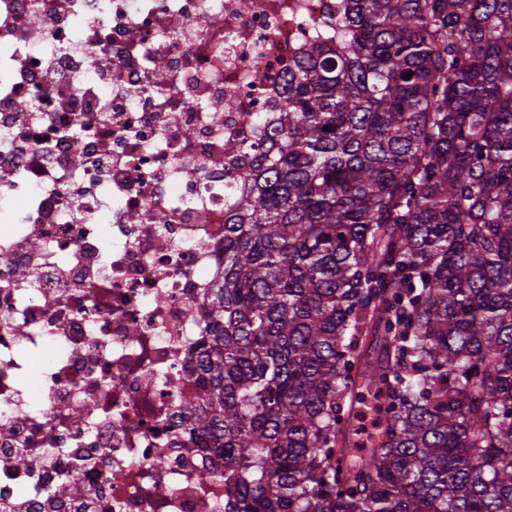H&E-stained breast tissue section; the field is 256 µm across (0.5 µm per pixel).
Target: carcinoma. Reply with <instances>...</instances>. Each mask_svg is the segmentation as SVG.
I'll use <instances>...</instances> for the list:
<instances>
[{"label": "carcinoma", "mask_w": 512, "mask_h": 512, "mask_svg": "<svg viewBox=\"0 0 512 512\" xmlns=\"http://www.w3.org/2000/svg\"><path fill=\"white\" fill-rule=\"evenodd\" d=\"M313 26L224 188L189 416L224 512H512V0Z\"/></svg>", "instance_id": "1"}]
</instances>
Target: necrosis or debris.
Returning a JSON list of instances; mask_svg holds the SVG:
<instances>
[{"label":"necrosis or debris","mask_w":512,"mask_h":512,"mask_svg":"<svg viewBox=\"0 0 512 512\" xmlns=\"http://www.w3.org/2000/svg\"><path fill=\"white\" fill-rule=\"evenodd\" d=\"M329 2L0 0V512H224L185 413L225 176Z\"/></svg>","instance_id":"1"}]
</instances>
